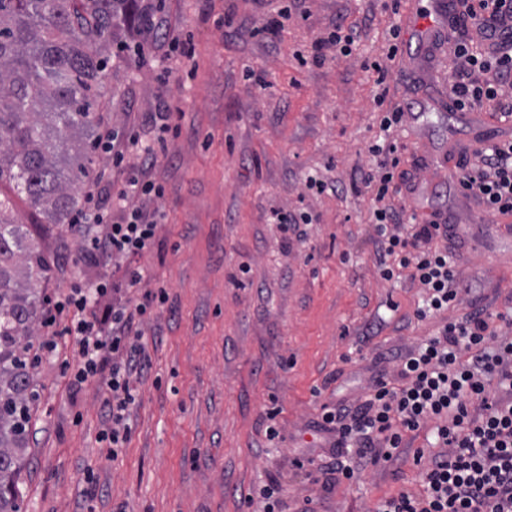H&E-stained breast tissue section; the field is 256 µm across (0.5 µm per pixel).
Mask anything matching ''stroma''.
<instances>
[{
  "mask_svg": "<svg viewBox=\"0 0 512 512\" xmlns=\"http://www.w3.org/2000/svg\"><path fill=\"white\" fill-rule=\"evenodd\" d=\"M291 6L280 41L260 31L266 14ZM432 0H163L160 16L190 34L195 75L157 78L150 55L121 56L101 79L97 121L137 120L158 100L176 105L179 132L150 175L165 187L149 209L164 213L154 250L142 257L168 292L145 327L152 367L139 376L132 432L117 458L99 443L101 385L77 386L55 357L32 370L38 399L22 473L26 512H252L245 499L287 458L320 439L310 431L323 407L352 405L373 380L390 375L395 352L437 329L415 317L419 293L408 275L380 278L368 224L372 196L350 186L368 166L380 134L373 101L390 31L399 52L386 77L388 104L409 106L399 137L407 179L400 205L418 221L450 216L453 268L477 304L512 309V229L466 200L456 180L462 154L482 138H512L488 108L470 126L449 99L451 57L409 28ZM230 29H223L225 16ZM359 29L347 59L301 66L297 50L336 21ZM266 74L252 85L249 71ZM330 174L338 192L304 195L310 174ZM308 210L313 223L281 232L271 210ZM13 218L43 246L53 277L43 294L69 288L84 272L80 242L65 225L34 221L16 200ZM276 421L279 439L265 436ZM405 457L398 473L377 468L336 481L326 461L285 470L284 498L318 497L319 512H373L379 501L417 486Z\"/></svg>",
  "mask_w": 512,
  "mask_h": 512,
  "instance_id": "35a3bbf8",
  "label": "stroma"
}]
</instances>
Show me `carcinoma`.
Segmentation results:
<instances>
[{"label": "carcinoma", "mask_w": 512, "mask_h": 512, "mask_svg": "<svg viewBox=\"0 0 512 512\" xmlns=\"http://www.w3.org/2000/svg\"><path fill=\"white\" fill-rule=\"evenodd\" d=\"M136 0H0V512H23L30 338L36 288L50 265L12 219L25 198L47 224H65L75 185L92 171L99 81Z\"/></svg>", "instance_id": "carcinoma-1"}]
</instances>
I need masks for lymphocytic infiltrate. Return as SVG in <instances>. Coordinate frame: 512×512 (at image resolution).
<instances>
[{"mask_svg": "<svg viewBox=\"0 0 512 512\" xmlns=\"http://www.w3.org/2000/svg\"><path fill=\"white\" fill-rule=\"evenodd\" d=\"M451 38L455 56L451 81L453 107L467 112L487 102L501 118L512 119V0H456ZM476 27L469 38L465 22ZM356 32L336 22L317 36L301 65L323 66L350 56ZM174 108L142 115L157 129L154 143L139 133L109 127L99 137L114 165L133 155L135 164L108 196L87 191L69 229L81 241L93 278L71 285L59 295L45 328L61 327L73 337L78 364L75 383L101 378V410L108 420L99 441L109 455H118L131 434L130 405L136 400L133 379L151 368L143 324L154 308L167 301L165 288L150 287L151 275L136 259L158 242L164 216L144 204L161 196L162 185L147 171L166 148ZM396 144H375V168L355 170L352 189L371 188L376 206L372 224L381 247L377 267L383 279L400 270L410 273L424 294L416 315L426 319L462 304L468 290L457 280L447 252L436 244L446 235V218L416 224L386 197L399 164ZM459 185L496 217H512V141L478 151L463 169ZM118 262L117 273L99 272L102 259ZM433 426L436 454L412 453L422 462L418 488H403L379 502L375 512H512V314L490 321L472 308L460 319L444 322L418 348L397 353L393 374L376 379L354 405L324 409L316 429L325 439L338 479L353 481L360 472L396 464L407 454V434Z\"/></svg>", "mask_w": 512, "mask_h": 512, "instance_id": "obj_1", "label": "lymphocytic infiltrate"}]
</instances>
